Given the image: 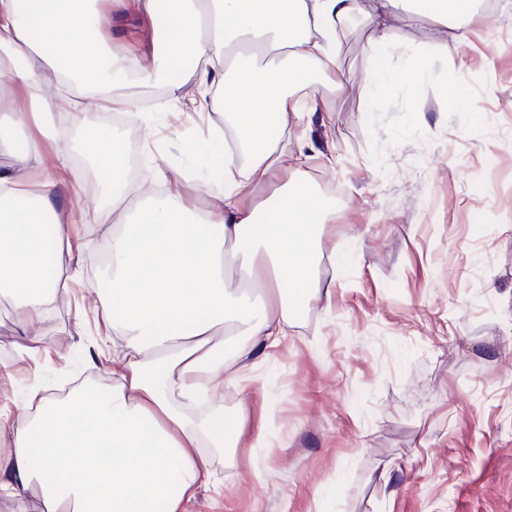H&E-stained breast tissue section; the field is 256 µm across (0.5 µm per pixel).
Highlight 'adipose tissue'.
I'll return each instance as SVG.
<instances>
[{"label":"adipose tissue","mask_w":512,"mask_h":512,"mask_svg":"<svg viewBox=\"0 0 512 512\" xmlns=\"http://www.w3.org/2000/svg\"><path fill=\"white\" fill-rule=\"evenodd\" d=\"M122 0H0V76L22 94L0 115V300L26 328L55 303L57 285L44 276L48 259L69 260L82 277V240L59 216L72 147L55 136L57 94L39 80L51 68L77 101L126 111L134 101L110 87L128 73L143 83L155 73L112 40ZM139 15L166 37L170 58L192 70L170 91L195 81L201 105L220 107L231 147L221 154L224 191L198 206L184 187L141 195L121 221L131 187L127 131L94 127L87 161L103 198L88 222L110 226L106 245L112 286L94 312L112 346V389L79 388L52 399L32 388L22 412L0 409V439L12 448L0 460V496L35 497L36 512H184L213 480L211 456L240 447L246 407L225 418L214 387L237 384L232 360L253 356L251 341L276 343L293 322L294 301L331 300L335 280L318 275L319 242L332 212L327 197L299 172L304 152L283 159L291 121L319 111L297 89L312 65L321 85L339 89L336 40L359 0H133ZM479 0H371L365 10L375 42L396 41L397 15L428 17L442 36L465 41ZM31 120L23 141L15 126ZM54 162H46V151ZM293 179L282 180L284 169ZM272 190L269 199L258 189ZM238 284L229 287V276Z\"/></svg>","instance_id":"adipose-tissue-1"}]
</instances>
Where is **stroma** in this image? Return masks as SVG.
<instances>
[{"instance_id":"obj_1","label":"stroma","mask_w":512,"mask_h":512,"mask_svg":"<svg viewBox=\"0 0 512 512\" xmlns=\"http://www.w3.org/2000/svg\"><path fill=\"white\" fill-rule=\"evenodd\" d=\"M394 24L383 50L364 20L349 23L344 88L320 91L311 125L284 144L309 140L303 177L338 193L319 263L336 296L298 298L287 336L248 360L244 390L221 388L225 416L246 404L264 443L213 458L186 512H512V0L475 16L464 43L420 17ZM113 36L159 73L125 122L131 179L188 183L207 203L221 164L191 166L182 150L222 112L198 115L193 86L168 94L166 71L190 63L170 62L147 22L125 17ZM376 67L391 80L366 83ZM452 89L465 108H449ZM107 234L83 229L88 279L60 288L25 359L0 312V405L82 377L111 387L112 339L88 315L106 294L95 251Z\"/></svg>"}]
</instances>
